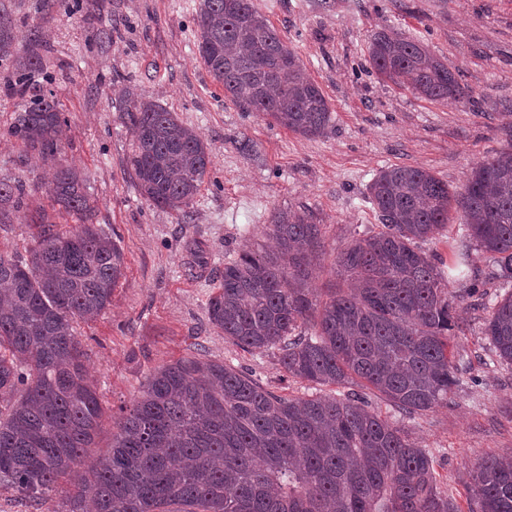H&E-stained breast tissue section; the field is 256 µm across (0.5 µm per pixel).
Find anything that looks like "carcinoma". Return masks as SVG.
Here are the masks:
<instances>
[{
	"mask_svg": "<svg viewBox=\"0 0 512 512\" xmlns=\"http://www.w3.org/2000/svg\"><path fill=\"white\" fill-rule=\"evenodd\" d=\"M197 47L224 96L306 138L327 134L328 101L295 48L253 0H199ZM22 31L0 15V59ZM370 70L430 101L470 97L424 45L385 28L368 45ZM52 80L36 52L8 91L19 109L8 134L52 164L49 193L86 223L66 235L40 225L26 259L0 253V483L40 510L84 462L102 404L86 374L74 323L98 317L124 276L112 236L90 223L86 179L61 163L62 112L34 78ZM131 177L145 199L184 211L211 165L197 132L147 99L126 104ZM507 146L478 162L460 190L416 166L380 169L368 185L378 230L336 256L341 281L310 287L324 241L306 211L271 215L276 249L249 243L224 259L210 322L244 351L275 348L288 376L335 386L362 382L414 418L448 402L467 370L453 352L456 303L487 312L484 336L512 367V290L488 307L475 281L456 291L422 243L457 214L465 241L487 254L491 277L512 280V126ZM25 194L0 181V223ZM468 512H512V459L469 473ZM62 512H460L433 460L358 393L286 398L230 365L183 358L159 368L96 454Z\"/></svg>",
	"mask_w": 512,
	"mask_h": 512,
	"instance_id": "carcinoma-1",
	"label": "carcinoma"
}]
</instances>
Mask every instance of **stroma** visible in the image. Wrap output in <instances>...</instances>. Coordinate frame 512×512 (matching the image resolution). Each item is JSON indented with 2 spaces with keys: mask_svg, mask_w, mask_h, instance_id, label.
Masks as SVG:
<instances>
[{
  "mask_svg": "<svg viewBox=\"0 0 512 512\" xmlns=\"http://www.w3.org/2000/svg\"><path fill=\"white\" fill-rule=\"evenodd\" d=\"M298 50L332 112L328 133L305 138L225 99L200 58L197 0H80L78 9L50 0H0L19 28L36 29L63 112L61 159L86 178L94 222L110 233L125 261L112 303L79 322L77 336L102 402L96 450L112 443L158 367L197 356L223 362L278 395L340 394V387L289 378L276 350L246 352L215 328L208 300L224 258L243 240L268 245L274 210L307 208L325 232L318 287L336 284L335 256L351 237L376 224L367 187L390 165L419 166L461 188L470 169L501 149L512 124V0H254ZM393 28L447 62L470 96L432 102L368 73L371 34ZM112 40L98 41L100 30ZM27 58L16 42L0 62V179L25 182L23 215L0 224V253L25 255L45 211L55 230H74L75 216L54 209L51 172L37 152L9 137L16 100L6 86L13 61ZM145 94L193 127L211 150L210 175L186 217L143 198L130 178L132 135L120 118L130 95ZM455 341L472 375L488 384L456 389L448 404L412 419L363 384L354 390L372 407L402 421L427 448L442 488L466 506L469 471L491 456L512 455V368L490 366L483 318L462 304Z\"/></svg>",
  "mask_w": 512,
  "mask_h": 512,
  "instance_id": "1",
  "label": "stroma"
}]
</instances>
